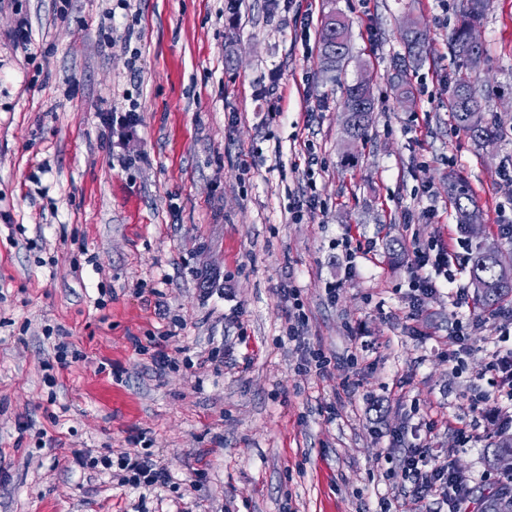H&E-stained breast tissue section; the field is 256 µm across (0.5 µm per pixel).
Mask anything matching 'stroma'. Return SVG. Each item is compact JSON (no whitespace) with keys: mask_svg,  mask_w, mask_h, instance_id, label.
<instances>
[{"mask_svg":"<svg viewBox=\"0 0 512 512\" xmlns=\"http://www.w3.org/2000/svg\"><path fill=\"white\" fill-rule=\"evenodd\" d=\"M447 3L0 6V512H380L401 494L400 456L425 433L433 455L470 476L468 512H478L494 490L485 477L499 471L500 430L468 397L488 389L492 353L512 348V318L463 307L479 328L449 361L447 289L414 318L408 283L417 245L447 247L465 287L476 246L512 258L498 228L512 210L500 180L512 167V0H485L476 27L485 54L472 76L505 132L491 146L448 114L462 0ZM331 10L348 25L352 60L328 73L318 39ZM23 18L24 49L13 43ZM409 20L430 50L410 65L404 99L392 78ZM361 76L376 112L368 142L352 145L341 88ZM132 109L126 147H110L100 113ZM452 175L473 197L479 235L457 224ZM307 190L322 210L293 221ZM345 238L371 246L368 258L349 265L332 246ZM291 288L306 313L299 345L288 339ZM166 331L173 362L159 374L139 347ZM58 334L79 358L51 390L42 363ZM310 349L327 372L299 370ZM461 428L482 441L454 447ZM39 429L59 446L36 449ZM135 436L171 484L143 496L76 460L84 448L130 450Z\"/></svg>","mask_w":512,"mask_h":512,"instance_id":"1","label":"stroma"}]
</instances>
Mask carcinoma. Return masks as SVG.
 Wrapping results in <instances>:
<instances>
[{"mask_svg": "<svg viewBox=\"0 0 512 512\" xmlns=\"http://www.w3.org/2000/svg\"><path fill=\"white\" fill-rule=\"evenodd\" d=\"M484 11L483 0H466L460 18L449 41L448 50L459 63L458 70L451 79L448 93V113L454 124L469 134L480 144L492 143L500 138L501 129L493 118L484 117L480 89L472 80L470 70L483 57V46L469 43L467 31L481 19ZM407 60L418 61L429 49V37L425 29L412 24V30L403 34ZM319 56L323 69L334 71L350 61L348 26L342 16L331 12L323 17L319 43ZM341 108L350 109L344 116L345 130L349 138L356 142L368 136L374 112V102L358 83L344 87ZM450 194L457 213L458 224L465 227L464 221L474 206L471 195L462 180L448 181ZM502 256H488L478 247L469 257V275L472 284L485 289L475 294L474 303L484 309H494L503 301L512 298V284L500 277L503 269Z\"/></svg>", "mask_w": 512, "mask_h": 512, "instance_id": "1", "label": "carcinoma"}]
</instances>
